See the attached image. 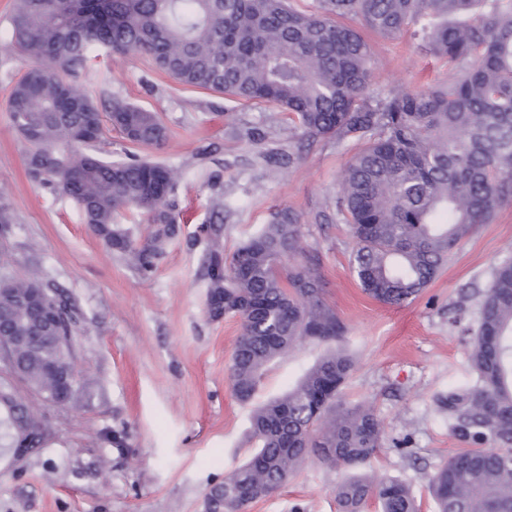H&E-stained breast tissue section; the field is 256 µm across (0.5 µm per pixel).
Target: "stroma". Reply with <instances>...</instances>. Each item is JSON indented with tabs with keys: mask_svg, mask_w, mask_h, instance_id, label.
<instances>
[{
	"mask_svg": "<svg viewBox=\"0 0 512 512\" xmlns=\"http://www.w3.org/2000/svg\"><path fill=\"white\" fill-rule=\"evenodd\" d=\"M366 38L374 93L447 84L446 60L420 52L412 32ZM35 63L0 50V187L13 218L10 232L0 234V275L21 278L39 266L72 301L75 398L45 408L51 436L38 453L19 460L0 453V512H206L207 491L251 452L254 407L283 395L326 351L314 342L297 346L243 403L228 373L239 322L206 314L210 250L233 252L284 208L299 214L303 246L321 263L323 299L345 325L338 347L354 366L342 399L372 405L384 430L368 471L407 483L420 512H434L431 475L469 446L452 430L443 402L473 379L477 291L512 260V203L462 241L415 301L382 304L360 287L352 233L336 217L352 141L302 146L282 109L187 89L148 57L98 51L83 78L97 101L119 97L157 112L168 135L161 148L136 150L110 130L101 156L135 153L178 173L182 234L145 278L90 231L71 198L30 178L7 100ZM209 224L222 225L219 237L203 234ZM344 476L309 459L246 512H336Z\"/></svg>",
	"mask_w": 512,
	"mask_h": 512,
	"instance_id": "obj_1",
	"label": "stroma"
}]
</instances>
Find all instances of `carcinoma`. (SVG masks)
<instances>
[{
    "label": "carcinoma",
    "mask_w": 512,
    "mask_h": 512,
    "mask_svg": "<svg viewBox=\"0 0 512 512\" xmlns=\"http://www.w3.org/2000/svg\"><path fill=\"white\" fill-rule=\"evenodd\" d=\"M394 38L415 24L421 51L448 61V84L422 91L371 90L370 45L346 19ZM6 48L59 64L32 67L12 85L8 112L26 145L31 178L70 197L103 244L150 277L180 233L176 174L133 157L99 155L105 125L141 147L167 138L155 112L119 98L102 113L71 78L94 48L144 54L181 85L293 117L307 145L334 138L357 150L336 198V216L354 238L361 288L392 306L416 299L461 241L512 201V0H14ZM133 209L147 236L114 223ZM320 261L304 255L299 217L276 212L231 254L207 260V313L232 316L240 336L229 364L236 398L250 400L269 365L305 340L333 344L344 326L322 298ZM37 266L0 277V333L28 336ZM57 335L18 349L22 379L37 393L58 391L50 365L68 359L77 322L60 301ZM479 325L469 354L472 384L448 392L455 429L477 447L454 453L429 483L435 512H512V263L479 293ZM353 368L330 350L280 398L251 418L255 452L205 495L207 512H244L288 484L316 457L334 469L366 466L383 441L374 409L341 404ZM50 434L41 409L16 411L0 395V448ZM418 512L397 479L349 476L336 486L339 512Z\"/></svg>",
    "instance_id": "1"
}]
</instances>
